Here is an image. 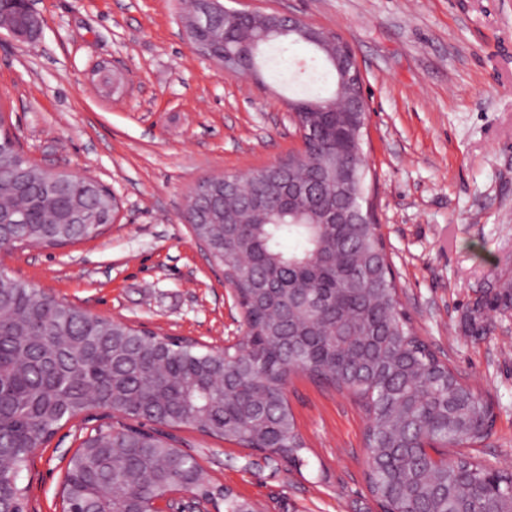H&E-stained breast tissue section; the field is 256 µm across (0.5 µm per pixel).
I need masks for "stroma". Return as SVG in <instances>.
<instances>
[{
	"mask_svg": "<svg viewBox=\"0 0 512 512\" xmlns=\"http://www.w3.org/2000/svg\"><path fill=\"white\" fill-rule=\"evenodd\" d=\"M340 34L370 106L363 149L374 212L403 307L430 348L493 404L470 456L512 466V309L487 335L468 312L512 277V0H235ZM35 41L0 27V110L35 163L90 178L119 202L103 234L63 247L0 251V267L100 317L217 349L245 333L224 270L187 221L198 182L246 175L300 147L277 62L230 77L194 53L181 0H36ZM126 75L106 93L107 70ZM288 401L302 466L190 427L171 429L207 479L260 512H378L366 481V417L352 399L296 374ZM95 407L31 455L26 512H60L69 457Z\"/></svg>",
	"mask_w": 512,
	"mask_h": 512,
	"instance_id": "obj_1",
	"label": "stroma"
}]
</instances>
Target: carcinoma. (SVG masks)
Instances as JSON below:
<instances>
[{"mask_svg": "<svg viewBox=\"0 0 512 512\" xmlns=\"http://www.w3.org/2000/svg\"><path fill=\"white\" fill-rule=\"evenodd\" d=\"M228 38V22L212 13L201 36L217 55L265 62L264 47L300 70L298 35L283 22L266 33ZM327 68L313 50L305 69ZM319 83L301 101L327 105L335 96ZM309 134V163H290L282 183L256 171L211 208L197 238L224 269L243 310L246 335L221 352L148 334L63 303L0 269V494L25 509L19 485L31 454L69 420L92 407L115 422L86 433L67 464L63 512H150L175 489L224 502V512L255 505L204 477L190 455L160 427L188 426L242 448L302 461L306 448L288 406L290 374L347 393L366 413L367 482L382 512H512V470L497 469L448 449L483 442L492 430L491 404L417 336L403 310L377 225L331 219L342 191L320 179L323 165L354 166V205L370 208L363 144L323 112L298 113ZM17 155L0 159V250L56 246L93 238L111 223L112 194L86 182L38 172L26 197L13 193ZM80 203L99 224H68ZM512 308V278L476 302L468 320L480 336L491 313ZM148 422L155 428L143 430Z\"/></svg>", "mask_w": 512, "mask_h": 512, "instance_id": "cac0c4a2", "label": "carcinoma"}]
</instances>
